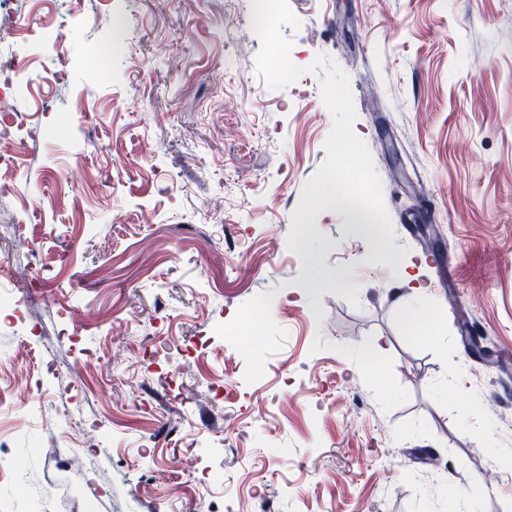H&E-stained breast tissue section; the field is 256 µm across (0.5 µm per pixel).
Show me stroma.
Returning a JSON list of instances; mask_svg holds the SVG:
<instances>
[{
	"label": "stroma",
	"instance_id": "35a3bbf8",
	"mask_svg": "<svg viewBox=\"0 0 512 512\" xmlns=\"http://www.w3.org/2000/svg\"><path fill=\"white\" fill-rule=\"evenodd\" d=\"M273 89L247 0H0L28 64L0 108L14 191L0 267H43L0 310V512H512V0H289ZM52 26L58 48L36 38ZM349 77L395 238L320 213L287 239ZM31 221L17 248L14 224ZM438 225L423 250L420 227ZM425 261L439 333L406 336L399 271ZM345 273L348 286L324 280ZM492 337L464 349L459 319ZM389 348L367 374L370 341ZM109 437L65 464L83 421ZM189 458L196 472L177 468Z\"/></svg>",
	"mask_w": 512,
	"mask_h": 512
}]
</instances>
